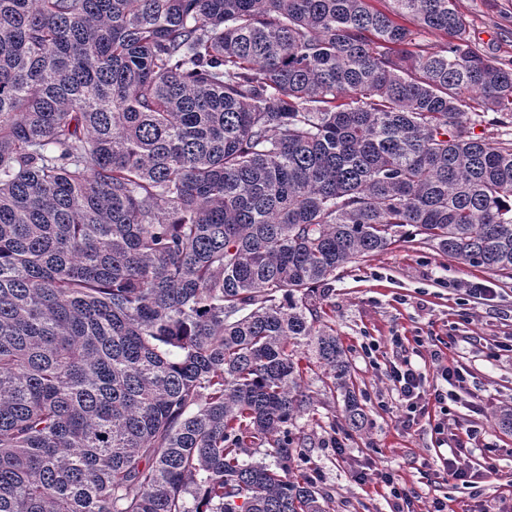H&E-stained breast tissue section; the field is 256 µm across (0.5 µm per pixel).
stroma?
Here are the masks:
<instances>
[{"label": "stroma", "instance_id": "obj_1", "mask_svg": "<svg viewBox=\"0 0 512 512\" xmlns=\"http://www.w3.org/2000/svg\"><path fill=\"white\" fill-rule=\"evenodd\" d=\"M466 35L485 54L512 61V0H455ZM482 284L489 292L468 296ZM321 303L348 351L361 400L368 414L363 429H342L343 402L325 392L315 373L306 382L317 403L298 419L294 434L306 456L302 474L312 478L328 512H392L390 490L375 474L391 473L414 496L415 508L448 500L452 512H478V501L453 487L443 460L454 446L450 429L475 426L481 436L470 453L471 465L483 464L487 444H495L498 469L485 487L501 512H512V433L498 418L512 405V280L481 267L457 264L435 246L417 238L400 239L388 250L349 264L329 281ZM402 337L403 346L394 344ZM419 336L440 341L445 364H461L470 373L455 390L447 412L426 404L417 422L401 424V396L389 379L391 365L409 357L436 380V366Z\"/></svg>", "mask_w": 512, "mask_h": 512}]
</instances>
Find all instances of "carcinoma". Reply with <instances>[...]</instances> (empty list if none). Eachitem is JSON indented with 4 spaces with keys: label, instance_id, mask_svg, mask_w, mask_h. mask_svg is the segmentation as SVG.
Returning <instances> with one entry per match:
<instances>
[{
    "label": "carcinoma",
    "instance_id": "1",
    "mask_svg": "<svg viewBox=\"0 0 512 512\" xmlns=\"http://www.w3.org/2000/svg\"><path fill=\"white\" fill-rule=\"evenodd\" d=\"M374 2L0 0V512H326L328 281L406 226L512 278V145L463 130L512 63Z\"/></svg>",
    "mask_w": 512,
    "mask_h": 512
}]
</instances>
